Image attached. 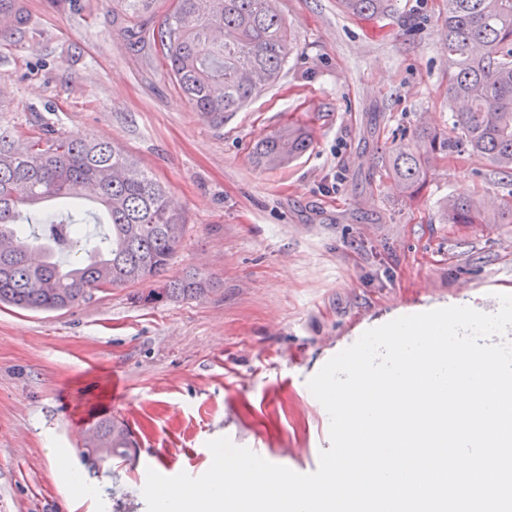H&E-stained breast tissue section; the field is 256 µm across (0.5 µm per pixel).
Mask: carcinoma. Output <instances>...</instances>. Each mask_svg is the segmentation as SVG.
Listing matches in <instances>:
<instances>
[{
	"mask_svg": "<svg viewBox=\"0 0 512 512\" xmlns=\"http://www.w3.org/2000/svg\"><path fill=\"white\" fill-rule=\"evenodd\" d=\"M336 3L345 15L369 20L393 6V0ZM443 36L451 124L442 132L416 130L412 143L394 147L385 160L407 198L441 157L480 156L512 176V0H448ZM128 38L135 52L160 51L187 101L220 120L278 81L293 42L275 0H176L151 37L133 32ZM311 144L309 130L290 123L257 143L253 154L275 170ZM86 188L96 191L100 206L95 219L103 230L96 239L52 215L37 233L22 224L39 201L79 205ZM443 210L450 224H501L512 217V201L488 209L450 196ZM186 225L166 188L114 144L43 129L25 137L0 126V233L7 229L14 237L0 248V305L67 309L100 289L145 282L159 284L150 301L200 299L213 288L212 276L198 269L166 276ZM93 429L94 458L86 465L95 472L134 455L138 441L124 421L102 417Z\"/></svg>",
	"mask_w": 512,
	"mask_h": 512,
	"instance_id": "carcinoma-1",
	"label": "carcinoma"
}]
</instances>
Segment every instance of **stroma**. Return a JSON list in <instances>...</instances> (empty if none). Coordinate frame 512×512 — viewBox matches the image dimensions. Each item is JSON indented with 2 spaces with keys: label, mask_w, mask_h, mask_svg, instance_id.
Masks as SVG:
<instances>
[{
  "label": "stroma",
  "mask_w": 512,
  "mask_h": 512,
  "mask_svg": "<svg viewBox=\"0 0 512 512\" xmlns=\"http://www.w3.org/2000/svg\"><path fill=\"white\" fill-rule=\"evenodd\" d=\"M172 0H25L31 23L0 31V124L117 144L188 214L168 273L211 274L207 296L144 302L140 283L80 306H0V512H147L148 470L198 477L225 436L268 462L314 472L329 415L308 380L367 330L447 306L487 313L512 294V223L449 224L448 196L512 195L483 158L431 166L413 199L385 167L415 129L447 127L448 0H397L378 20L336 0H277L294 48L278 82L223 121L197 112L125 31ZM307 125L309 150L257 166L254 144ZM129 418L137 456L75 495L49 449L80 468L82 427ZM187 448L167 462L170 445Z\"/></svg>",
  "instance_id": "obj_1"
}]
</instances>
